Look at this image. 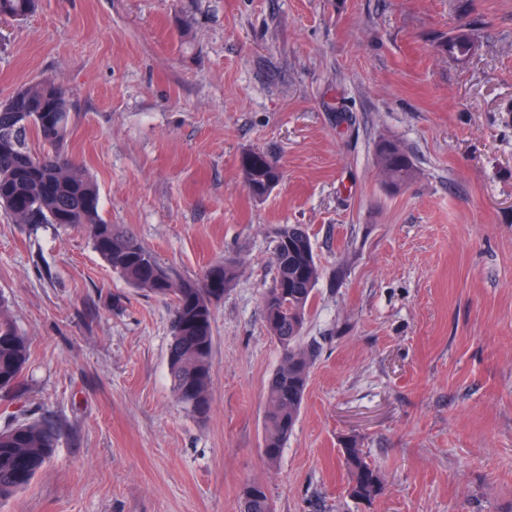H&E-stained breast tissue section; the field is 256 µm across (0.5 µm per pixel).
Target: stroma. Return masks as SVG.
<instances>
[{
  "instance_id": "35a3bbf8",
  "label": "stroma",
  "mask_w": 512,
  "mask_h": 512,
  "mask_svg": "<svg viewBox=\"0 0 512 512\" xmlns=\"http://www.w3.org/2000/svg\"><path fill=\"white\" fill-rule=\"evenodd\" d=\"M478 43L441 49L449 32ZM63 86L65 150L101 214L188 278L230 258L211 410L172 393L169 300L78 233L0 214V294L30 338L0 427L48 418L57 448L0 512H512V0H38L0 21V102ZM416 175L389 189L380 139ZM281 181L252 198L240 159ZM305 225L320 279L296 425L262 457L282 351L262 297L273 232ZM120 307H113V298ZM384 477L351 499L345 444ZM240 170L244 186L254 198L265 197L282 179L278 164L260 151L242 156ZM241 512H274L273 503L265 487L256 481H247L240 493Z\"/></svg>"
}]
</instances>
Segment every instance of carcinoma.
<instances>
[{
  "label": "carcinoma",
  "instance_id": "carcinoma-1",
  "mask_svg": "<svg viewBox=\"0 0 512 512\" xmlns=\"http://www.w3.org/2000/svg\"><path fill=\"white\" fill-rule=\"evenodd\" d=\"M37 0H0V17L21 19L35 10ZM474 44L471 34L458 31L440 44L460 59ZM14 111L0 105V213L15 224H59L80 228L93 249L131 287L146 290L173 303L167 364L177 401L198 419L210 411L214 303L237 276V264L209 266L199 279H185L163 266L120 224L100 215V193L86 171L63 150L71 115L67 92H53L47 82L30 84L9 99ZM36 133L49 151L34 155L28 148ZM378 168L394 190L415 176L414 163L396 141L381 139L375 147ZM244 186L254 198L265 197L282 179L278 164L260 151L242 156ZM274 284L263 295L267 328L280 344L282 363L267 385L262 455L266 463L279 459L297 421L315 351L302 342L315 288L320 279L310 237L300 224L274 229ZM30 348L27 336L14 322L0 294V393L19 394L25 384ZM57 427L47 419L18 422L0 428V502L24 489L52 456ZM349 473L347 492L370 501L382 494L378 470L351 444L342 449ZM241 512H274L265 487L244 483Z\"/></svg>",
  "mask_w": 512,
  "mask_h": 512
}]
</instances>
